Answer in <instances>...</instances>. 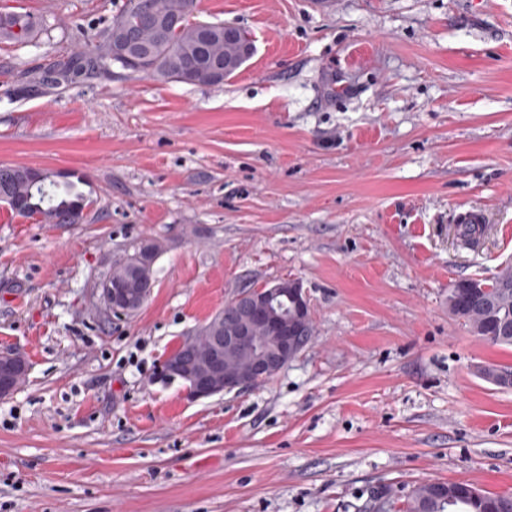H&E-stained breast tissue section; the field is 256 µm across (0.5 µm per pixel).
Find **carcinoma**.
Segmentation results:
<instances>
[{"mask_svg": "<svg viewBox=\"0 0 512 512\" xmlns=\"http://www.w3.org/2000/svg\"><path fill=\"white\" fill-rule=\"evenodd\" d=\"M197 0H126L87 37L85 48L59 60L35 82L47 88L68 87L112 73L117 64L158 82L196 86L224 83L244 63L245 31L224 34L223 22L195 20ZM38 23L24 8L0 12V39L26 45ZM31 168L0 165V193L13 198L20 215H37L49 224H77L85 196L74 184L46 179L33 187ZM448 311L470 331L494 345L512 346V265L490 282L464 278L448 291ZM512 512V496L482 492L465 483L427 482L404 500L387 489L375 512Z\"/></svg>", "mask_w": 512, "mask_h": 512, "instance_id": "1", "label": "carcinoma"}]
</instances>
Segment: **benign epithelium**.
<instances>
[{
    "label": "benign epithelium",
    "instance_id": "obj_1",
    "mask_svg": "<svg viewBox=\"0 0 512 512\" xmlns=\"http://www.w3.org/2000/svg\"><path fill=\"white\" fill-rule=\"evenodd\" d=\"M154 283L139 277L133 269L121 280L107 277L96 284L93 296L95 307L106 316H131L149 299ZM290 289V296L303 322H308L311 308L307 293L297 279H282L247 289L238 296L232 313L219 317L189 333L178 355L165 359L160 376L169 381H180L190 401L220 395L243 388L268 376L280 373L297 355V342L304 329L295 336H280L272 345H257L250 335L253 324L264 322L260 309L268 307ZM250 346L249 365L243 371L224 365V357ZM29 363L20 352H0V399H5L21 388L19 380L28 375Z\"/></svg>",
    "mask_w": 512,
    "mask_h": 512
}]
</instances>
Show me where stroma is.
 <instances>
[{"label":"stroma","mask_w":512,"mask_h":512,"mask_svg":"<svg viewBox=\"0 0 512 512\" xmlns=\"http://www.w3.org/2000/svg\"><path fill=\"white\" fill-rule=\"evenodd\" d=\"M0 43V164L60 172L77 224L0 203V512H365L383 489L512 496V347L448 312L512 263V0H197L252 38L223 85L113 67L22 92L124 0H26ZM485 213L478 247L460 210ZM164 245L130 318L93 288ZM301 281L315 334L277 376L195 402L164 359L243 287ZM38 23L22 7L0 12V39L17 45H26L35 37ZM29 372V363L20 352H0V399H5L19 390ZM25 376L22 384L19 380Z\"/></svg>","instance_id":"35a3bbf8"}]
</instances>
